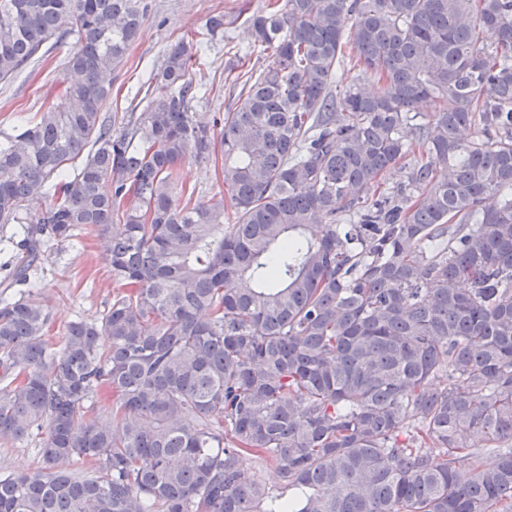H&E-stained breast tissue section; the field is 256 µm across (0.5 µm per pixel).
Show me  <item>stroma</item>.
<instances>
[{
    "instance_id": "stroma-1",
    "label": "stroma",
    "mask_w": 512,
    "mask_h": 512,
    "mask_svg": "<svg viewBox=\"0 0 512 512\" xmlns=\"http://www.w3.org/2000/svg\"><path fill=\"white\" fill-rule=\"evenodd\" d=\"M149 11L130 44L124 60L113 75L110 111H133L135 91L163 64L169 49L188 31L205 34L207 19L224 17V35L209 43L204 63L194 70L193 79L206 93L193 102L197 120L209 123L235 103L232 93L235 75L228 65L235 54L245 53L252 66L268 64L269 52L254 45L239 14L241 0H148ZM74 38L50 48L38 62L19 71L8 82L0 83V126L12 128L34 118L37 112L56 102L65 74L67 56L76 51ZM220 162L189 157L178 166L180 184L195 189L200 201L224 192ZM35 288L26 292L28 301L47 306L52 314L50 336L61 343L65 325L73 320H98L115 293L110 269L95 232L84 229L77 246L49 247L34 273ZM45 433L26 440H0V475L34 473L44 467L40 448Z\"/></svg>"
}]
</instances>
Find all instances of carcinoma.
<instances>
[{
  "label": "carcinoma",
  "instance_id": "cac0c4a2",
  "mask_svg": "<svg viewBox=\"0 0 512 512\" xmlns=\"http://www.w3.org/2000/svg\"><path fill=\"white\" fill-rule=\"evenodd\" d=\"M147 9L0 0V81L79 44L0 130V439L46 429L48 468L0 476V512H512V0H267L272 60L210 127L186 38L105 111ZM349 53L373 86H335ZM218 152L224 195L177 189ZM85 227L118 291L57 348L10 288Z\"/></svg>",
  "mask_w": 512,
  "mask_h": 512
}]
</instances>
